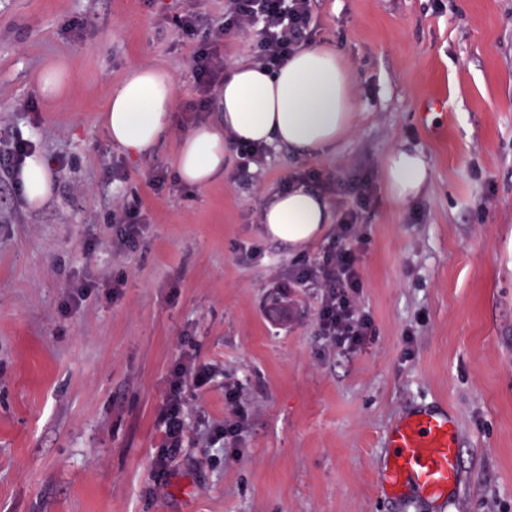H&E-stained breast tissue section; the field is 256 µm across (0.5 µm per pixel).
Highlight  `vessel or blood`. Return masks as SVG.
Returning a JSON list of instances; mask_svg holds the SVG:
<instances>
[{"label":"vessel or blood","mask_w":512,"mask_h":512,"mask_svg":"<svg viewBox=\"0 0 512 512\" xmlns=\"http://www.w3.org/2000/svg\"><path fill=\"white\" fill-rule=\"evenodd\" d=\"M387 446L379 471L383 494L397 500L414 493L447 507L461 482L450 413L433 408L410 411L390 428Z\"/></svg>","instance_id":"obj_1"}]
</instances>
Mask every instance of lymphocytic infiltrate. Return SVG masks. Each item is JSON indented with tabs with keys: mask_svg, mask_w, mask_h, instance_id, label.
<instances>
[{
	"mask_svg": "<svg viewBox=\"0 0 512 512\" xmlns=\"http://www.w3.org/2000/svg\"><path fill=\"white\" fill-rule=\"evenodd\" d=\"M312 0H224V16L209 23L205 41L195 50L190 76L200 96L224 79V42L239 32L256 30L252 46L255 60L273 71L310 40ZM357 206L342 213L336 237L312 263L296 272L300 287L320 292L319 338L325 347L353 352L362 348L372 330V319L358 300L363 288L360 273L362 240L355 233L359 210L368 208L373 191L368 182L358 181ZM214 374L205 363H178L171 372L169 389L160 414L164 443L162 458H170L183 448L188 437L184 394L206 386Z\"/></svg>",
	"mask_w": 512,
	"mask_h": 512,
	"instance_id": "f902f5d3",
	"label": "lymphocytic infiltrate"
}]
</instances>
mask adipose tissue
<instances>
[{
	"label": "adipose tissue",
	"mask_w": 512,
	"mask_h": 512,
	"mask_svg": "<svg viewBox=\"0 0 512 512\" xmlns=\"http://www.w3.org/2000/svg\"><path fill=\"white\" fill-rule=\"evenodd\" d=\"M356 102L351 72L336 50L301 47L278 71L242 62L224 73L212 102L213 120L197 125L179 146L175 167L181 181L206 187L224 177V137L285 146L300 153L334 151L352 125ZM174 111L172 80L154 68L131 69L109 99L104 124L113 145L129 155L152 152ZM429 169L418 150L398 147L385 161L392 201L419 196ZM17 181L26 203L38 206L53 190V175L42 156L28 158ZM331 219L327 198L300 185L276 192L262 222L270 240L290 247L322 236Z\"/></svg>",
	"instance_id": "adipose-tissue-1"
}]
</instances>
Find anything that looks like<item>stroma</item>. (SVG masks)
Returning a JSON list of instances; mask_svg holds the SVG:
<instances>
[{
	"label": "stroma",
	"instance_id": "obj_1",
	"mask_svg": "<svg viewBox=\"0 0 512 512\" xmlns=\"http://www.w3.org/2000/svg\"><path fill=\"white\" fill-rule=\"evenodd\" d=\"M185 0H0V129L52 166L40 206L0 177V512H437L383 495L387 430L416 406L448 410L463 483L445 512H512V0H313L311 42L352 72L357 113L334 152L224 156V178L181 182L202 34ZM68 89L41 93L50 64ZM135 67L169 73L176 108L134 158L100 122ZM430 169L406 203L384 160ZM319 174L325 234L291 250L261 214L297 172ZM162 185H154L155 174ZM368 180L357 232L373 321L346 353L317 337L319 299L294 272L317 259ZM145 229L116 243V204ZM96 286L82 294L83 281ZM212 365L186 394L189 438L166 468L159 413L175 364ZM239 387L246 420L224 387ZM428 180L429 169L418 150L398 147L387 155L385 181L392 201L401 203L419 196Z\"/></svg>",
	"mask_w": 512,
	"mask_h": 512
}]
</instances>
